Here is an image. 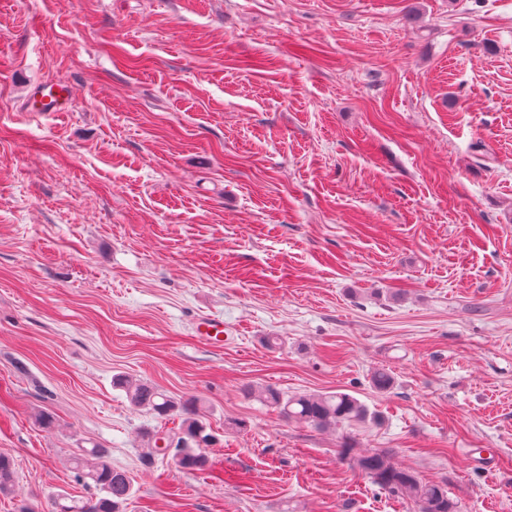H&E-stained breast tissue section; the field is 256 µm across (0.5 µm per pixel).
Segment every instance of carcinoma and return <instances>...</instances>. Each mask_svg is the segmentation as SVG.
Returning a JSON list of instances; mask_svg holds the SVG:
<instances>
[{"mask_svg":"<svg viewBox=\"0 0 512 512\" xmlns=\"http://www.w3.org/2000/svg\"><path fill=\"white\" fill-rule=\"evenodd\" d=\"M113 384L125 391L132 406L146 409L162 419L173 416L180 418L176 435L178 440L184 442V447L181 457L173 458L177 467L187 472L209 468L208 451L199 440L214 441L216 436L207 431L197 398L191 396L176 401L158 387L126 376L115 377ZM371 384L376 390L386 392L394 385V377L381 369L373 373ZM247 395L279 409L288 419L319 430L331 429L346 422L362 423L370 418L363 403L343 392L286 397L277 389L266 386L250 389ZM351 451V447L344 446L343 458L350 457ZM108 456V449L95 445L89 450H81V453L73 457L75 468L79 469L77 480L94 488L95 493L84 499L72 498L68 504L56 500L53 503L54 512H124V506L132 494L131 479L125 471L112 467ZM353 463L379 488L415 502L419 512H459L458 503L448 498L442 485L424 483L414 472L395 466L389 452L385 450L367 451L353 457ZM12 486V461L8 456L0 455V493H9Z\"/></svg>","mask_w":512,"mask_h":512,"instance_id":"obj_1","label":"carcinoma"}]
</instances>
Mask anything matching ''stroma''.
<instances>
[{"mask_svg": "<svg viewBox=\"0 0 512 512\" xmlns=\"http://www.w3.org/2000/svg\"><path fill=\"white\" fill-rule=\"evenodd\" d=\"M118 374L199 398L209 470L148 458L174 423ZM95 445L126 512H417L346 445L512 512V0H0V512L88 495ZM30 109L36 112H67L73 102V93L69 87H47L34 85L28 95ZM194 331L201 341L208 345L224 343V321L212 316L199 319L195 323ZM247 395L265 405L273 406L288 419H293L319 430L335 428L346 422H365L371 417L367 407L356 397L343 392L303 394L285 397L277 389L266 386L245 389Z\"/></svg>", "mask_w": 512, "mask_h": 512, "instance_id": "obj_1", "label": "stroma"}]
</instances>
